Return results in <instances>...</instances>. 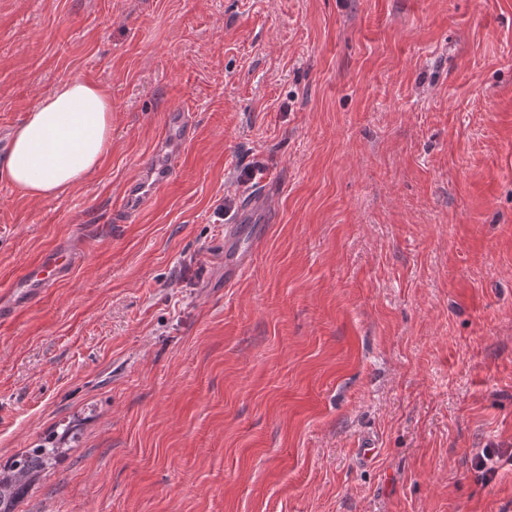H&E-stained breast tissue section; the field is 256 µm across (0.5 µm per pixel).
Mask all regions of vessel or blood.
<instances>
[{
  "label": "vessel or blood",
  "mask_w": 512,
  "mask_h": 512,
  "mask_svg": "<svg viewBox=\"0 0 512 512\" xmlns=\"http://www.w3.org/2000/svg\"><path fill=\"white\" fill-rule=\"evenodd\" d=\"M190 131L191 125L186 113L176 110L169 112L162 139L166 155L147 172L144 179L134 181L126 187L124 201L128 210H139L160 188L170 182L180 156V147L187 141ZM75 262L76 253L69 244L63 242L54 247L37 264L24 271L22 280L26 288L20 292V299H27L32 292L43 291L45 287L66 278Z\"/></svg>",
  "instance_id": "b4317fda"
}]
</instances>
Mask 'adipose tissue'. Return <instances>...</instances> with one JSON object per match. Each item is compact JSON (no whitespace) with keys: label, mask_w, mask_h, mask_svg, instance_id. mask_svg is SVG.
Segmentation results:
<instances>
[{"label":"adipose tissue","mask_w":512,"mask_h":512,"mask_svg":"<svg viewBox=\"0 0 512 512\" xmlns=\"http://www.w3.org/2000/svg\"><path fill=\"white\" fill-rule=\"evenodd\" d=\"M0 178L37 199L58 197L95 174L112 145V100L95 84L62 82L11 134Z\"/></svg>","instance_id":"1"}]
</instances>
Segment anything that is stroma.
I'll return each instance as SVG.
<instances>
[{
	"instance_id": "stroma-1",
	"label": "stroma",
	"mask_w": 512,
	"mask_h": 512,
	"mask_svg": "<svg viewBox=\"0 0 512 512\" xmlns=\"http://www.w3.org/2000/svg\"><path fill=\"white\" fill-rule=\"evenodd\" d=\"M70 79L98 172L0 180V298L83 256L0 325V464L71 431L16 512H512V0H0V160ZM190 131L191 125L186 113L173 110L167 114L166 132L161 148L164 146L168 152L160 163H156L147 172L144 180L134 181L126 187L124 201L128 210H139L154 197L160 188L170 182L175 164L180 156V146L187 141ZM76 259V253L69 244L63 242L54 247L37 264L24 271L22 281L33 288H25L14 302L25 300L34 293L43 291L45 287L66 278L75 265Z\"/></svg>"
}]
</instances>
